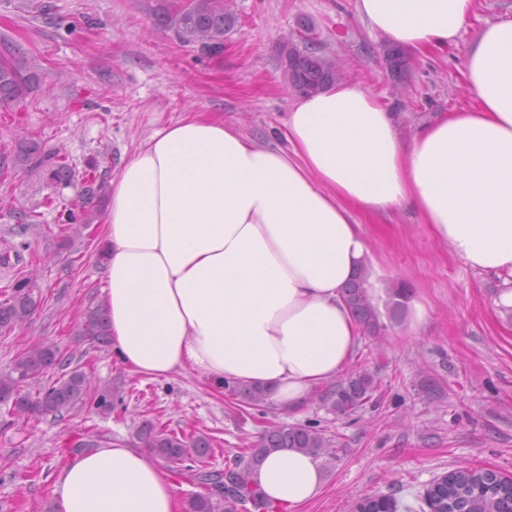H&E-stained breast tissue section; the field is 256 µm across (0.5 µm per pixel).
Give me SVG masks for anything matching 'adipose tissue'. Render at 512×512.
<instances>
[{"label": "adipose tissue", "instance_id": "obj_1", "mask_svg": "<svg viewBox=\"0 0 512 512\" xmlns=\"http://www.w3.org/2000/svg\"><path fill=\"white\" fill-rule=\"evenodd\" d=\"M476 0H356L388 42L424 56L456 44ZM467 107L410 140L358 83L295 97L271 148L197 113L159 131L120 167L104 216L102 303L112 352L130 372L198 373L215 387L259 384L302 410L350 364L360 329L343 298L375 271L355 212L413 210L512 308V16L482 30L463 64ZM250 482L280 512L323 488L317 458L270 454ZM57 512H179L175 484L126 443L68 455Z\"/></svg>", "mask_w": 512, "mask_h": 512}]
</instances>
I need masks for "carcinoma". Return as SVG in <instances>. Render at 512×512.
Segmentation results:
<instances>
[{"mask_svg":"<svg viewBox=\"0 0 512 512\" xmlns=\"http://www.w3.org/2000/svg\"><path fill=\"white\" fill-rule=\"evenodd\" d=\"M158 23L174 29L180 40L205 47L214 55L224 50V31L229 25L224 0H182L173 10L161 14ZM302 43L301 47L284 46L282 63L293 89L311 94L335 81L336 63L318 53L312 38L304 36ZM36 79L20 45H0L1 108H13L26 101L30 85ZM41 154L38 142L23 140L12 149L0 150V170L6 166L15 172L39 169L43 165ZM47 172L49 179L58 185H67L75 177L73 169L60 156ZM102 188L103 183L94 173L85 175L84 198L79 207L68 210L67 223L59 225V235L68 239L91 223L88 205L100 197ZM388 294L390 319L396 322L404 314L406 294L401 288H391ZM343 300L363 332L375 337L381 335L380 314L364 272H358L343 288ZM40 302L31 280L17 279L11 292L0 300V335H8L24 325ZM78 335L93 348L109 346L107 310L101 305L88 309L78 326ZM69 365V358L57 346L34 345L15 359L10 372L0 374V403L10 405L15 417L27 420L49 415L64 417L88 403L103 414L111 413L112 388H92L89 376L78 367L39 387L34 394L28 390L30 382L42 374ZM376 391L373 375L355 370L327 385L318 400L327 413L343 419L369 406L376 407ZM231 392L255 407H262L268 401L266 390L258 386L234 385ZM137 437L155 457L168 463L191 484L203 488L188 498L186 512H242L248 503L255 509L270 508L250 484V470L260 466L274 451H301L327 462L336 459L334 438L313 422L273 426L256 444L236 456L234 463L222 469L209 467L212 446L210 437L204 433L187 436L147 421L138 428ZM187 460L192 465L184 466ZM426 502L433 512H512V479L503 478L493 470L460 466L430 484ZM357 508L358 512H396V503L386 496H366L360 499Z\"/></svg>","mask_w":512,"mask_h":512,"instance_id":"obj_1","label":"carcinoma"}]
</instances>
